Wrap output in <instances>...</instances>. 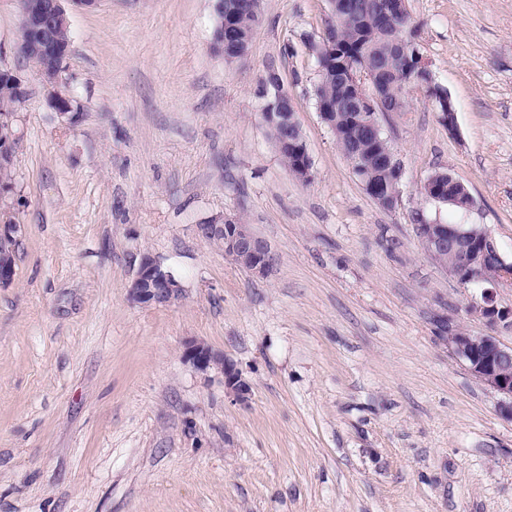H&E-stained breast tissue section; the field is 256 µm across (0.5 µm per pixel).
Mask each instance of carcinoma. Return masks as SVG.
I'll return each instance as SVG.
<instances>
[{"mask_svg": "<svg viewBox=\"0 0 512 512\" xmlns=\"http://www.w3.org/2000/svg\"><path fill=\"white\" fill-rule=\"evenodd\" d=\"M346 6L345 20L336 29V42L318 57L315 102L322 104V121L333 133L347 157L358 159L353 168L366 195L384 209L395 206L400 186L397 176L385 174L393 147L387 137L377 141L368 136L358 113L348 107L349 73L369 68L377 61L384 69L374 75L383 111L408 112L406 86L414 83L431 96L436 111L448 104V91L440 86L431 67L421 63L418 53L420 28L408 11L394 12L392 0H338ZM238 32L237 41L224 45V60L234 62L248 55L254 34L262 23V0H224ZM431 186H422L425 196L440 189L443 202L462 210L458 201L459 180L445 171L429 175Z\"/></svg>", "mask_w": 512, "mask_h": 512, "instance_id": "obj_1", "label": "carcinoma"}]
</instances>
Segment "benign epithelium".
<instances>
[{
    "label": "benign epithelium",
    "instance_id": "benign-epithelium-1",
    "mask_svg": "<svg viewBox=\"0 0 512 512\" xmlns=\"http://www.w3.org/2000/svg\"><path fill=\"white\" fill-rule=\"evenodd\" d=\"M91 8L96 0H25L23 18L28 35L18 40L20 53L41 60L39 75L49 85L59 83L66 59L57 55L53 46V32L69 27L65 2ZM261 95L265 98L264 108L275 106L279 109L280 125L287 137L277 145V151L290 147H303L305 156L301 168L311 172V158L306 142L299 138L301 128L295 119V102L284 89L283 80L277 70L271 71V78L262 83ZM377 92L370 75L363 70L352 76L350 84V106L356 112H364L373 106ZM51 104L61 117H68L72 111V98L68 92L57 90L51 96ZM14 116H0V128L8 131L10 146L0 150V158L14 161V146L18 137L13 128ZM21 225L17 224L10 209L0 207V285L10 284L15 276V246ZM197 234L205 240L224 243L240 261L243 269L252 275L265 278L273 272L275 254L270 244L256 235L250 226L234 223V218L219 214L204 224L196 225ZM469 231L463 224H429L419 241L430 258H435L448 247L450 242H464ZM482 276L473 279L458 269L448 273L462 283L483 282L489 287L480 291V297L471 301L467 314L487 324L503 322L512 327V308L498 305L496 290L512 287V263L501 258L496 240L487 236L482 244L479 260ZM182 286L170 270L162 268L152 258L141 259L137 277L131 288V297L144 306H168L180 299ZM449 353L481 383L500 396L498 409L502 416L512 420V345L502 344L496 337L465 330L453 320H448V336L444 337ZM185 359L196 369L207 372L216 370L224 378V386L237 398L243 399L250 392L249 383L242 377L236 364L223 354L213 351L202 343H191L185 350Z\"/></svg>",
    "mask_w": 512,
    "mask_h": 512
}]
</instances>
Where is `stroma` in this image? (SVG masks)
<instances>
[{"mask_svg":"<svg viewBox=\"0 0 512 512\" xmlns=\"http://www.w3.org/2000/svg\"><path fill=\"white\" fill-rule=\"evenodd\" d=\"M248 55L211 49L214 0H99L69 12L59 117L0 0V69L15 117L20 224L0 288V512H512V420L440 340L484 331L474 293L411 221L482 224L512 260V0H409L457 132L430 102L382 124L405 170L394 209L364 193L313 95L328 0H263ZM279 68L312 160L295 179L261 119ZM469 190L423 197L431 172ZM224 213L271 245L253 277L197 234ZM183 288L130 297L142 257ZM251 385L236 402L188 343ZM185 359L202 372L217 370L224 378V386L237 398L244 399L250 392L249 383L242 377L236 364L202 343H190L185 350Z\"/></svg>","mask_w":512,"mask_h":512,"instance_id":"stroma-1","label":"stroma"}]
</instances>
